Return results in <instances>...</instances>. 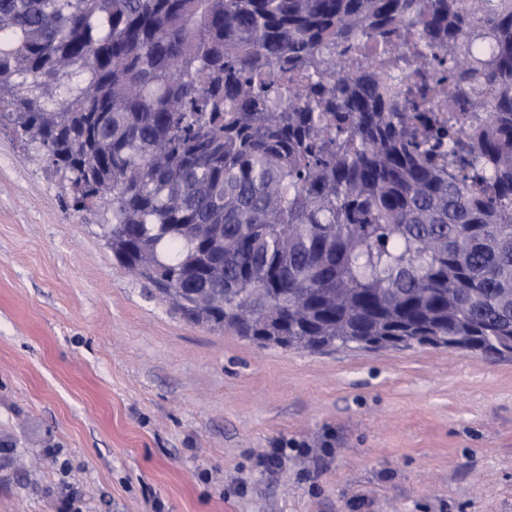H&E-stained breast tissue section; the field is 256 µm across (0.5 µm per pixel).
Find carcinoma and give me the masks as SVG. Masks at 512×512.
Here are the masks:
<instances>
[{"label": "carcinoma", "mask_w": 512, "mask_h": 512, "mask_svg": "<svg viewBox=\"0 0 512 512\" xmlns=\"http://www.w3.org/2000/svg\"><path fill=\"white\" fill-rule=\"evenodd\" d=\"M185 318L512 354V0H0V108Z\"/></svg>", "instance_id": "carcinoma-1"}]
</instances>
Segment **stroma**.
<instances>
[{
    "label": "stroma",
    "mask_w": 512,
    "mask_h": 512,
    "mask_svg": "<svg viewBox=\"0 0 512 512\" xmlns=\"http://www.w3.org/2000/svg\"><path fill=\"white\" fill-rule=\"evenodd\" d=\"M69 192L1 118L0 512H512V359L192 322Z\"/></svg>",
    "instance_id": "35a3bbf8"
}]
</instances>
